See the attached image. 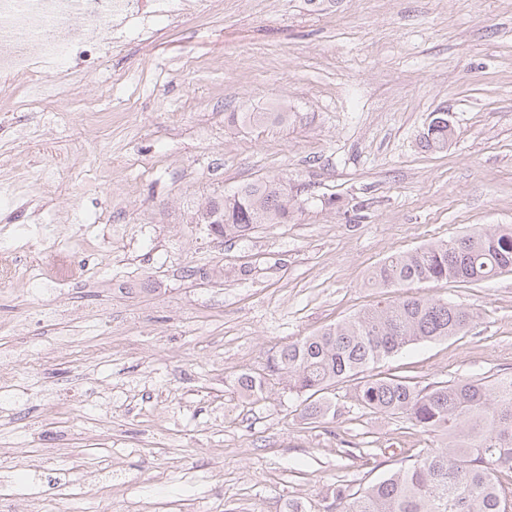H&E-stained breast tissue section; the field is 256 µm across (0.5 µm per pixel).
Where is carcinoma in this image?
<instances>
[{"label":"carcinoma","instance_id":"cac0c4a2","mask_svg":"<svg viewBox=\"0 0 512 512\" xmlns=\"http://www.w3.org/2000/svg\"><path fill=\"white\" fill-rule=\"evenodd\" d=\"M275 125L288 112H243L231 122ZM448 119L432 121L424 136L431 149L448 147ZM281 179L245 183L231 194L208 199L199 213L218 237L242 238L260 224H286L291 198ZM512 271V227L476 228L449 241L425 244L387 258L371 275L379 288H409L448 280L476 284ZM478 320L475 309L448 300L404 294L383 306L305 336L272 356L266 372L238 378L241 394L261 397L270 380L303 396L301 416L329 408L326 393L344 379L357 382V401L372 413L402 415L414 426L444 438L410 465L354 493L338 486L335 512H507L512 485V376L438 382L420 387L402 377L372 372L380 360L420 342L464 335Z\"/></svg>","mask_w":512,"mask_h":512}]
</instances>
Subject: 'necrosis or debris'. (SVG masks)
I'll return each mask as SVG.
<instances>
[{"label":"necrosis or debris","mask_w":512,"mask_h":512,"mask_svg":"<svg viewBox=\"0 0 512 512\" xmlns=\"http://www.w3.org/2000/svg\"><path fill=\"white\" fill-rule=\"evenodd\" d=\"M170 11L171 0H0V84L14 109H46L61 127L76 112L98 116L71 91L91 74L112 83V21L137 32Z\"/></svg>","instance_id":"4bbe7bcc"}]
</instances>
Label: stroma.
I'll use <instances>...</instances> for the list:
<instances>
[{"label":"stroma","instance_id":"stroma-1","mask_svg":"<svg viewBox=\"0 0 512 512\" xmlns=\"http://www.w3.org/2000/svg\"><path fill=\"white\" fill-rule=\"evenodd\" d=\"M93 125L55 132L0 109V184L54 174L53 198L0 210L17 227L86 241L67 258L18 253L34 283L0 281V373L29 393L0 404V512H326L414 461L439 436L372 413L356 384L302 418L284 385L240 395L283 345L394 299L371 287L390 256L512 225V0H224L113 48ZM287 106L284 126L231 124ZM447 113V149L424 148ZM266 177L300 192L285 224L231 241L197 206ZM413 294L477 309L468 333L422 342L378 371L424 386L512 375V271ZM32 364L15 362L17 350Z\"/></svg>","mask_w":512,"mask_h":512}]
</instances>
